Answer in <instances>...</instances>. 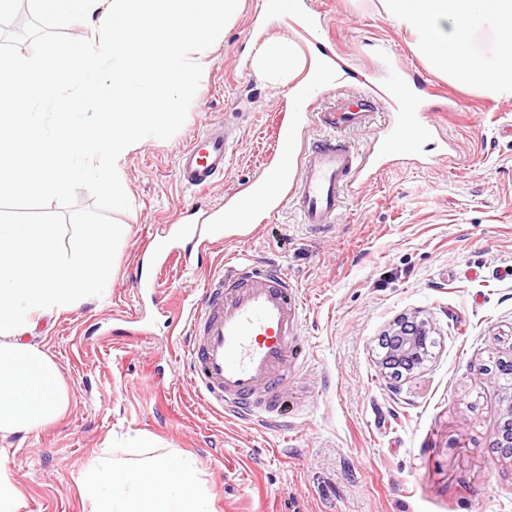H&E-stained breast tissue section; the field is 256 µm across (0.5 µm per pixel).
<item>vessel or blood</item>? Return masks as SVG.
<instances>
[{
  "instance_id": "b4317fda",
  "label": "vessel or blood",
  "mask_w": 512,
  "mask_h": 512,
  "mask_svg": "<svg viewBox=\"0 0 512 512\" xmlns=\"http://www.w3.org/2000/svg\"><path fill=\"white\" fill-rule=\"evenodd\" d=\"M331 77L330 70L316 72L293 100L295 117L316 119L325 135L310 143L300 162L292 164L288 122L280 120L275 161L263 176L246 184L255 193L254 204L260 205L265 201L260 191L268 181H282L301 223L317 228L335 224L354 173L383 166L391 155L411 152L413 133L431 130L426 100L418 98L412 111L392 115L377 150L360 155L340 134L367 122L377 109V96L369 93L320 105ZM234 141L232 129L222 123L197 135L178 156V181L198 191L210 188L223 174ZM174 232L204 252L223 227L198 220L176 225ZM187 322L190 373L213 408L243 420L273 421L285 413L288 373L301 354V303L285 273L268 265H243L235 277L203 289Z\"/></svg>"
}]
</instances>
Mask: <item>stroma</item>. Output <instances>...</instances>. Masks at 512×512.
<instances>
[{"mask_svg":"<svg viewBox=\"0 0 512 512\" xmlns=\"http://www.w3.org/2000/svg\"><path fill=\"white\" fill-rule=\"evenodd\" d=\"M317 42L336 56L323 99L363 92L384 61L422 85L433 130L415 155L359 176L335 224H301L290 207L229 234L190 270L138 267L146 241L172 249L187 210L224 208L275 148L288 91L250 67L263 0H245L208 59L189 118L170 139L126 157L128 235L108 298L44 319L36 331L70 403L54 423L0 441L24 512H85L78 479L107 444L141 460L196 459L212 512H512V459L495 445L512 359V98L436 72L380 0H309ZM237 127L224 174L205 193L175 174L180 150L213 122ZM284 270L303 303L306 359L289 377L288 423L246 424L212 410L186 365L189 301L244 259ZM158 291L135 287V273ZM419 314L434 339L420 369L389 379L381 336ZM141 434L152 445L127 448Z\"/></svg>","mask_w":512,"mask_h":512,"instance_id":"stroma-1","label":"stroma"}]
</instances>
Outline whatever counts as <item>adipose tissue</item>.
Wrapping results in <instances>:
<instances>
[{"label": "adipose tissue", "instance_id": "ef3b65f1", "mask_svg": "<svg viewBox=\"0 0 512 512\" xmlns=\"http://www.w3.org/2000/svg\"><path fill=\"white\" fill-rule=\"evenodd\" d=\"M435 69L461 84L512 96V0H381ZM490 29L487 46L478 35ZM321 64L285 36L252 49L260 78L298 93ZM122 224H85L69 250L57 246L51 224L0 221V437L27 434L55 422L69 406L56 361L28 334L47 315L80 301L103 299ZM89 512H210L193 458L164 454L140 461L102 452L80 478Z\"/></svg>", "mask_w": 512, "mask_h": 512}]
</instances>
